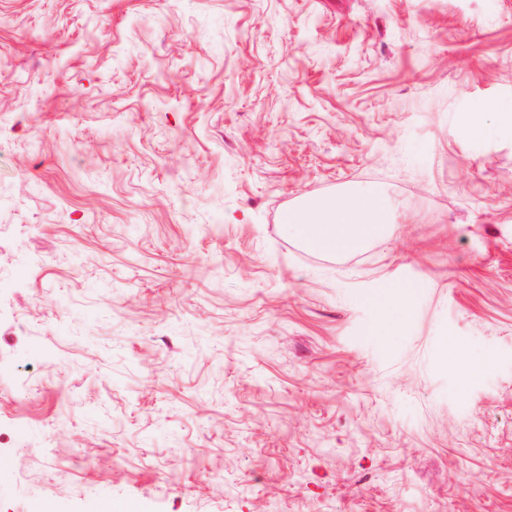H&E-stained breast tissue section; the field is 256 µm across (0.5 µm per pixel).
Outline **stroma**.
<instances>
[{
  "instance_id": "35a3bbf8",
  "label": "stroma",
  "mask_w": 512,
  "mask_h": 512,
  "mask_svg": "<svg viewBox=\"0 0 512 512\" xmlns=\"http://www.w3.org/2000/svg\"><path fill=\"white\" fill-rule=\"evenodd\" d=\"M486 101L512 0H0V512H512ZM308 247L354 251L389 227V209L378 192L352 194L341 201L321 198L290 209L284 220ZM441 349L447 365L461 370L467 377L474 372L473 368L467 364L465 351L456 341L452 340L448 342V337H445L441 342Z\"/></svg>"
}]
</instances>
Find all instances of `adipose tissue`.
Segmentation results:
<instances>
[{"label":"adipose tissue","mask_w":512,"mask_h":512,"mask_svg":"<svg viewBox=\"0 0 512 512\" xmlns=\"http://www.w3.org/2000/svg\"><path fill=\"white\" fill-rule=\"evenodd\" d=\"M286 224L308 247L343 252L362 248L389 227V209L378 192L342 200L321 198L290 209Z\"/></svg>","instance_id":"obj_1"}]
</instances>
